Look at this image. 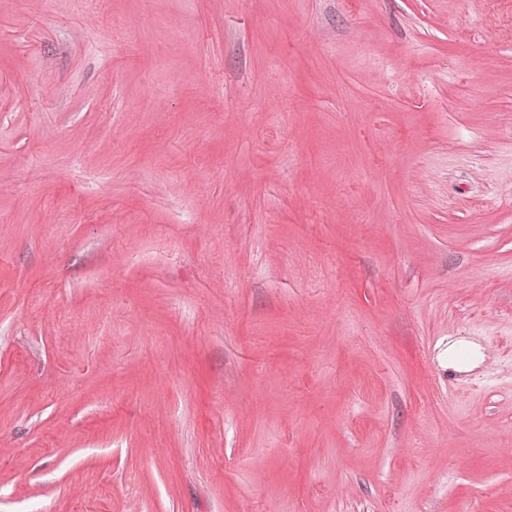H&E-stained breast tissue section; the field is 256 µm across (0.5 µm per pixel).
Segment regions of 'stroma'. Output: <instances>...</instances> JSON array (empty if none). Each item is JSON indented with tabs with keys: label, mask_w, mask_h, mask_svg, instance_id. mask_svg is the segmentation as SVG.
I'll return each instance as SVG.
<instances>
[{
	"label": "stroma",
	"mask_w": 512,
	"mask_h": 512,
	"mask_svg": "<svg viewBox=\"0 0 512 512\" xmlns=\"http://www.w3.org/2000/svg\"><path fill=\"white\" fill-rule=\"evenodd\" d=\"M0 512H512V0H0Z\"/></svg>",
	"instance_id": "obj_1"
}]
</instances>
